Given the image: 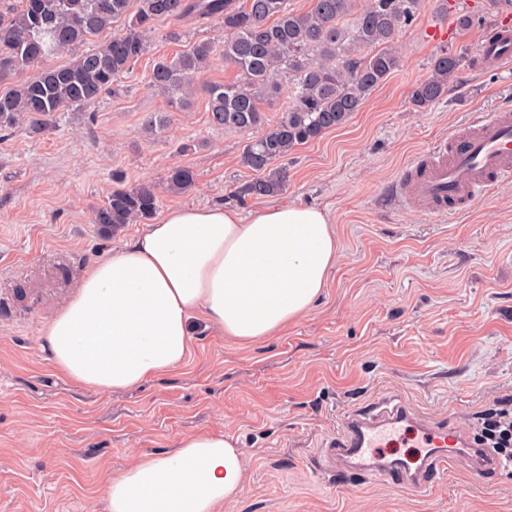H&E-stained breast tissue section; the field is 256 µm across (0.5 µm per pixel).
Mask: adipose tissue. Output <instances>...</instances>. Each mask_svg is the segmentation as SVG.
<instances>
[{
  "mask_svg": "<svg viewBox=\"0 0 512 512\" xmlns=\"http://www.w3.org/2000/svg\"><path fill=\"white\" fill-rule=\"evenodd\" d=\"M336 251L315 207H176L91 263L44 345L74 385L132 389L185 363L193 318L241 342L287 328L322 296ZM246 485L236 440L198 432L135 455L104 494L109 512H215Z\"/></svg>",
  "mask_w": 512,
  "mask_h": 512,
  "instance_id": "1",
  "label": "adipose tissue"
}]
</instances>
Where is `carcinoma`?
<instances>
[{
    "label": "carcinoma",
    "instance_id": "obj_1",
    "mask_svg": "<svg viewBox=\"0 0 512 512\" xmlns=\"http://www.w3.org/2000/svg\"><path fill=\"white\" fill-rule=\"evenodd\" d=\"M137 2L126 29L86 50L91 37L129 12L131 0H0V78L26 74L0 91V131L15 130L26 121L40 131L51 127L58 113L96 103L147 51L157 21H216L224 38L160 58L150 84L180 106L200 88L207 96L211 126L255 132L241 157L255 177L235 191L243 201L282 194L288 187L282 161L360 111L401 66L398 37L424 7V0H369L365 8L357 0H310L305 11L291 8L290 0ZM60 51L75 58L63 66L44 65ZM217 57L236 78L196 85ZM465 61L462 53L437 52L430 74L409 91L413 105L426 108L439 102ZM280 75L288 78V100L270 120L262 104L277 93ZM195 186V172L176 166L167 175L165 191L183 193ZM160 198L152 182L115 188L92 208L91 223L108 236L153 217Z\"/></svg>",
    "mask_w": 512,
    "mask_h": 512
}]
</instances>
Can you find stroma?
Listing matches in <instances>:
<instances>
[{
    "label": "stroma",
    "instance_id": "stroma-1",
    "mask_svg": "<svg viewBox=\"0 0 512 512\" xmlns=\"http://www.w3.org/2000/svg\"><path fill=\"white\" fill-rule=\"evenodd\" d=\"M432 25L448 38L429 37ZM490 26L457 31L426 0L399 36L402 68L344 125L298 147L286 192L270 199L233 195L252 176L241 164L249 132L212 127L204 93L174 110L149 85L159 58L220 38L189 19L178 44L158 22L117 88L61 113L55 130L0 131V512H108L113 474L198 431L234 437L250 475L217 512H512V469L478 474L460 460L417 491L361 476L342 483L320 463L343 416L381 397L469 430L494 401L512 402V182L453 214L394 198L403 171L474 113L512 111V63L479 60ZM443 46L468 58L444 99L419 110L409 91ZM157 113L165 127L145 135L143 121ZM176 166L192 168L196 186L162 194L163 212L326 211L337 240L328 285L279 334L242 343L196 320L178 370L127 391L78 388L42 333L89 264L137 230L102 236L90 209L111 192L113 173L128 187L160 185Z\"/></svg>",
    "mask_w": 512,
    "mask_h": 512
}]
</instances>
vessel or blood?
<instances>
[{"label":"vessel or blood","mask_w":512,"mask_h":512,"mask_svg":"<svg viewBox=\"0 0 512 512\" xmlns=\"http://www.w3.org/2000/svg\"><path fill=\"white\" fill-rule=\"evenodd\" d=\"M482 55L490 62L512 61V13H503L487 34ZM472 128L424 154L420 175L395 188L408 204L455 211L477 203L491 186L512 180V116L481 113ZM418 449L416 458H390L385 449ZM324 455L343 459L347 471L367 478L420 488L449 462L464 459L475 471L499 470L496 454L469 433L443 422H422L405 404L384 398L369 409L345 415Z\"/></svg>","instance_id":"1"}]
</instances>
